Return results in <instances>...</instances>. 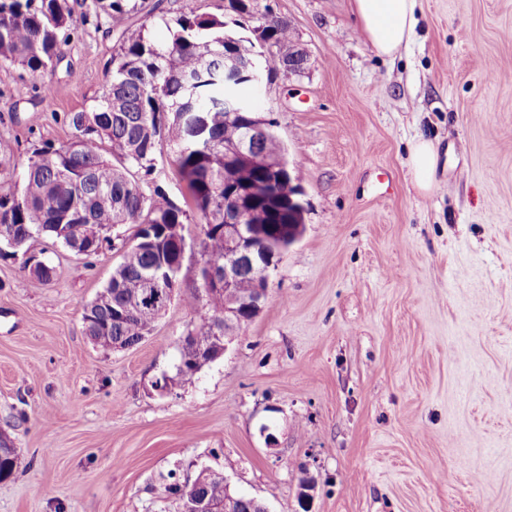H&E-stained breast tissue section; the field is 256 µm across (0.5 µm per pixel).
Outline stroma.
Instances as JSON below:
<instances>
[{
    "mask_svg": "<svg viewBox=\"0 0 512 512\" xmlns=\"http://www.w3.org/2000/svg\"><path fill=\"white\" fill-rule=\"evenodd\" d=\"M224 5L160 0L147 22L90 10L41 74L0 66L14 147L0 192L100 102L126 27L162 44L182 14ZM254 8L287 18L308 54L258 92L303 189V234L238 339L167 394L154 383L199 320L180 299L133 349L83 333L132 226L92 257L31 240L48 283L0 255V439L36 459L0 480V512H181L170 485L203 467L268 512H512V0H418L392 57L351 0ZM420 137L439 153L428 194L408 166Z\"/></svg>",
    "mask_w": 512,
    "mask_h": 512,
    "instance_id": "1",
    "label": "stroma"
}]
</instances>
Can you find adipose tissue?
Returning <instances> with one entry per match:
<instances>
[{"label": "adipose tissue", "instance_id": "1", "mask_svg": "<svg viewBox=\"0 0 512 512\" xmlns=\"http://www.w3.org/2000/svg\"><path fill=\"white\" fill-rule=\"evenodd\" d=\"M353 7L362 33L377 54L395 55L411 40L417 0H353ZM409 166L419 191L430 192L438 166V152L431 141L421 138L412 145Z\"/></svg>", "mask_w": 512, "mask_h": 512}]
</instances>
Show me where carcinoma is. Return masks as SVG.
Here are the masks:
<instances>
[{
	"label": "carcinoma",
	"mask_w": 512,
	"mask_h": 512,
	"mask_svg": "<svg viewBox=\"0 0 512 512\" xmlns=\"http://www.w3.org/2000/svg\"><path fill=\"white\" fill-rule=\"evenodd\" d=\"M91 6L114 17L138 11L132 0H91ZM225 9L254 22L252 0H227ZM74 23L69 0H0V63L17 64L36 76L60 53V34ZM146 23L124 30L118 64L106 91L90 111L72 112V140L60 148L32 152L24 169L22 189L0 194V243L13 235L25 241L47 237L64 248L69 239L60 224H77L86 239L102 238L119 225L158 224L165 237H156L150 250L131 246L114 268L106 286L88 302L95 317L91 333L136 342L149 334L154 314L130 310L135 301L154 297L147 270L175 259L169 245L183 235L189 221L185 210L155 187L156 153L162 143L176 147L178 172L185 181L201 224L203 253L212 266L224 267V202L241 208L242 223L255 228L260 250L286 251L301 235L304 224L302 190L288 174L271 180L266 161L286 149L277 135L257 142L248 169L224 163V145L242 134L237 121L224 119V56H265V62L288 73V49L298 47L288 20L269 16L255 22L256 41L219 35L224 21L189 13L176 19L171 40L160 45L146 34ZM211 52L212 69L201 70L203 53ZM257 192L250 202L234 195L243 179ZM186 308L200 313L191 329L198 344L213 336V325L224 317V295L203 300L194 292ZM19 451L3 450L0 468L11 472L33 466Z\"/></svg>",
	"instance_id": "1"
}]
</instances>
